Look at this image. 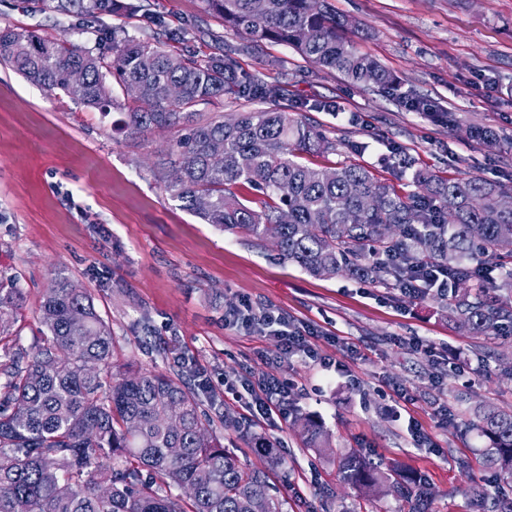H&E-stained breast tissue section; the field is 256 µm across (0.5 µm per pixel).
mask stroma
I'll return each mask as SVG.
<instances>
[{
  "label": "stroma",
  "instance_id": "stroma-1",
  "mask_svg": "<svg viewBox=\"0 0 512 512\" xmlns=\"http://www.w3.org/2000/svg\"><path fill=\"white\" fill-rule=\"evenodd\" d=\"M130 2L117 0L112 13L89 22L40 0H0V27L87 47L103 31L143 39L160 27L177 33L175 50L200 58L244 42L203 0H140L138 12ZM329 2L357 21L346 39L402 90L456 122H436L376 88L319 71L284 45L266 41L240 52L244 72L285 85L299 118L335 140V152L306 163L360 164L406 193L413 185L404 158L440 179L474 175L512 185V0ZM473 127L491 131L496 144L471 138ZM174 137L166 129L126 136L111 117L0 65V280L24 292L17 349L33 352L44 291L64 274L91 292L110 324L117 366L184 374L212 419L243 416L232 392L249 374L267 370L292 383V419L250 429L286 460L269 478L288 512L406 508L344 484L336 466L304 447L294 419L305 415L324 426L337 452L357 449L424 474L430 512H468L470 488L485 477V441L468 422L483 404L512 409V378L502 373L512 334L471 335L432 300L403 297L392 280L313 277L280 260L271 243L203 223L151 172ZM244 304L310 326L320 357L344 359L346 371L297 356L276 362V337L225 326V311ZM416 336L436 348L438 361L410 346ZM346 342L355 355H342ZM443 403L451 420L438 413ZM414 424L426 443H414Z\"/></svg>",
  "mask_w": 512,
  "mask_h": 512
}]
</instances>
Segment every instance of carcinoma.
<instances>
[{
	"mask_svg": "<svg viewBox=\"0 0 512 512\" xmlns=\"http://www.w3.org/2000/svg\"><path fill=\"white\" fill-rule=\"evenodd\" d=\"M115 0H49L67 14L110 13ZM251 43L287 45L316 67L415 106L393 74L343 37L352 20L328 0H205ZM173 37L103 34L91 47L0 28V63L86 108L121 115L136 136L174 130L154 176L186 210L223 232L274 244L278 256L316 277L341 273L399 279L420 262L448 271L453 294L435 296L474 336L512 324V278H473L470 262L512 249V186L478 176L439 180L419 169L417 192L401 193L362 166H313L303 156L336 143L305 125L279 84L246 73L232 50L205 59L173 50ZM84 82L73 87L74 69ZM119 86L122 96L114 95ZM261 108L228 116L198 109L214 99ZM247 186L258 192L239 196ZM22 291L0 282V311L19 309ZM41 340L5 365L0 394V512H288L266 472L224 447L223 436L181 374L113 372V339L91 293L58 275L39 310ZM475 426L488 441L485 466L512 482V410L480 405ZM298 422L306 447L338 459L344 483L369 497L392 494L408 512H429L425 478L356 450L340 455L321 424ZM255 452L282 465L273 443ZM470 512H512V497L470 489Z\"/></svg>",
	"mask_w": 512,
	"mask_h": 512,
	"instance_id": "cac0c4a2",
	"label": "carcinoma"
}]
</instances>
